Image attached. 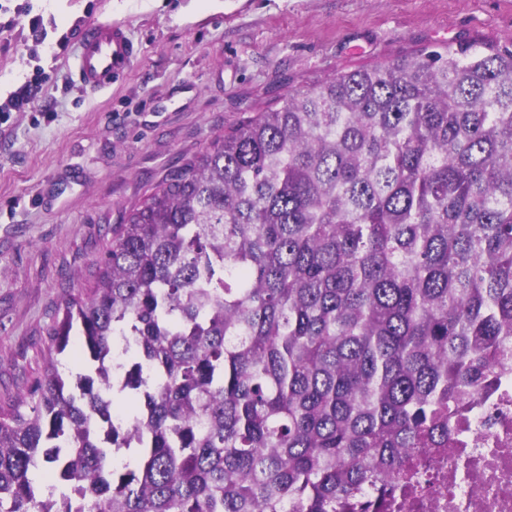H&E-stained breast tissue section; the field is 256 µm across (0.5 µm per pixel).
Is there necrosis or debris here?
<instances>
[{
	"label": "necrosis or debris",
	"mask_w": 512,
	"mask_h": 512,
	"mask_svg": "<svg viewBox=\"0 0 512 512\" xmlns=\"http://www.w3.org/2000/svg\"><path fill=\"white\" fill-rule=\"evenodd\" d=\"M382 512H512V372L400 459Z\"/></svg>",
	"instance_id": "4bbe7bcc"
}]
</instances>
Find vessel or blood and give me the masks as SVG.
Listing matches in <instances>:
<instances>
[{"label":"vessel or blood","mask_w":512,"mask_h":512,"mask_svg":"<svg viewBox=\"0 0 512 512\" xmlns=\"http://www.w3.org/2000/svg\"><path fill=\"white\" fill-rule=\"evenodd\" d=\"M138 52L122 22L92 23L84 32L73 62L78 84L96 92L112 89L128 76Z\"/></svg>","instance_id":"vessel-or-blood-1"}]
</instances>
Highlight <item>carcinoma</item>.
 <instances>
[{"mask_svg":"<svg viewBox=\"0 0 512 512\" xmlns=\"http://www.w3.org/2000/svg\"><path fill=\"white\" fill-rule=\"evenodd\" d=\"M60 311L44 377L0 406V512L358 506L512 367V42L244 118L112 227Z\"/></svg>","mask_w":512,"mask_h":512,"instance_id":"1","label":"carcinoma"}]
</instances>
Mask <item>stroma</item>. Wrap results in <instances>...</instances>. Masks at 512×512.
Masks as SVG:
<instances>
[{"instance_id": "1", "label": "stroma", "mask_w": 512, "mask_h": 512, "mask_svg": "<svg viewBox=\"0 0 512 512\" xmlns=\"http://www.w3.org/2000/svg\"><path fill=\"white\" fill-rule=\"evenodd\" d=\"M0 12V398L47 365V328L94 283L122 223L218 133L338 71L416 50L512 41V0H6ZM54 50L36 49L28 14ZM141 53L125 81L85 91L72 63L93 20Z\"/></svg>"}]
</instances>
